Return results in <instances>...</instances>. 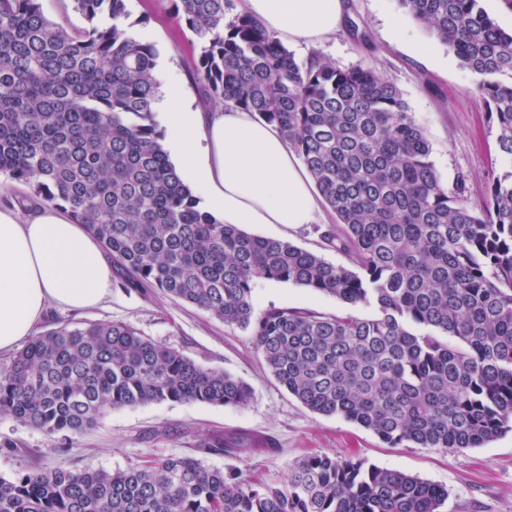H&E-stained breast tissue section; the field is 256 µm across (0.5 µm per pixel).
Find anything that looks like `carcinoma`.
Returning <instances> with one entry per match:
<instances>
[{"mask_svg":"<svg viewBox=\"0 0 512 512\" xmlns=\"http://www.w3.org/2000/svg\"><path fill=\"white\" fill-rule=\"evenodd\" d=\"M87 27L40 0H0V175L64 209L112 255L126 290L157 288L248 329L274 378L313 412L383 443L461 452L512 429V169L483 204L448 188L398 87L375 70L296 60L233 0H170L201 52L208 108L276 128L338 227L333 265L200 207L154 119L157 50L124 28L126 0H72ZM476 77L512 158V30L483 0H399ZM259 280L335 297L332 316L256 311ZM364 305L374 314L352 309ZM456 339V344L447 338ZM251 388L121 323L31 337L0 374V416L69 439L108 411L162 402L242 407ZM207 452L249 451L215 436ZM448 492L355 457L311 454L280 484L175 457L127 470L64 466L0 477V512H440ZM46 17L68 29H82L86 23L71 0H41Z\"/></svg>","mask_w":512,"mask_h":512,"instance_id":"1","label":"carcinoma"}]
</instances>
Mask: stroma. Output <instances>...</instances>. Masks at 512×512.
Masks as SVG:
<instances>
[{"label": "stroma", "mask_w": 512, "mask_h": 512, "mask_svg": "<svg viewBox=\"0 0 512 512\" xmlns=\"http://www.w3.org/2000/svg\"><path fill=\"white\" fill-rule=\"evenodd\" d=\"M126 6L132 32L158 50L157 76L178 79L187 99L201 104L203 90L193 78L200 47L176 19L170 0H126ZM290 50L300 61L317 55L342 68L368 66L394 82L430 143L443 183L451 188L457 178H465L472 206L482 204L493 176L512 168V158L498 150L497 125L475 91L474 75L398 0H345L343 24L335 35L318 46L294 44ZM335 222L324 206L312 224H249L245 230L290 241L337 265L345 263V256L321 238ZM254 298L259 311L276 306L333 315L343 308L335 297L276 281L258 282ZM87 322L129 324L202 367L231 373L250 386L253 398L243 408L165 402L114 410L69 439L0 416L1 476L57 466L115 471L192 456L211 468H234L280 483L289 465L307 455L354 454L444 487L448 499L441 512H512V430L457 454L441 448L389 447L355 423L304 407L268 371L250 331L227 327L158 290L143 295L116 286L94 308L71 311L52 305L39 329ZM214 434H246L261 443L240 456L200 452V443Z\"/></svg>", "instance_id": "35a3bbf8"}]
</instances>
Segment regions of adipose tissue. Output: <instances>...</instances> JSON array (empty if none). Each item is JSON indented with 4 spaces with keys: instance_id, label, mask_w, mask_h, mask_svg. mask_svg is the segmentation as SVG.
<instances>
[{
    "instance_id": "ef3b65f1",
    "label": "adipose tissue",
    "mask_w": 512,
    "mask_h": 512,
    "mask_svg": "<svg viewBox=\"0 0 512 512\" xmlns=\"http://www.w3.org/2000/svg\"><path fill=\"white\" fill-rule=\"evenodd\" d=\"M271 32L311 46L336 33L344 0H243ZM185 178L228 224H311L320 210L310 175L271 125L251 113L194 109L179 81L156 104ZM112 265L85 225L50 204L0 210V353L33 336L48 306L105 302Z\"/></svg>"
}]
</instances>
